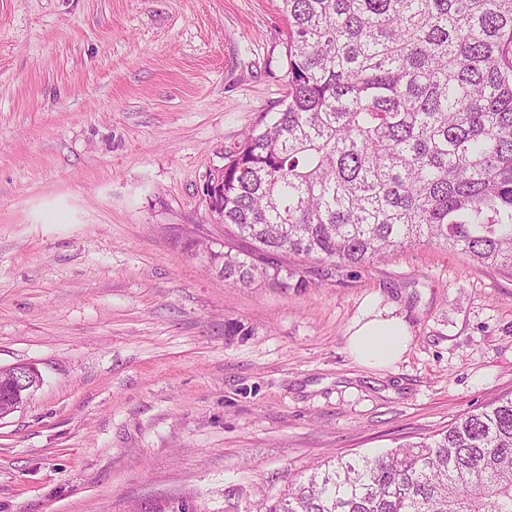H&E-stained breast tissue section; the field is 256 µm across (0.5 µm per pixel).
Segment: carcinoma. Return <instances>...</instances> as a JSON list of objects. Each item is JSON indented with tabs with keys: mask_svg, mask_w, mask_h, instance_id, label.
<instances>
[{
	"mask_svg": "<svg viewBox=\"0 0 512 512\" xmlns=\"http://www.w3.org/2000/svg\"><path fill=\"white\" fill-rule=\"evenodd\" d=\"M280 2L288 95L224 150L217 222L272 256L356 268L426 243L512 277V0ZM265 512H512V395L313 465Z\"/></svg>",
	"mask_w": 512,
	"mask_h": 512,
	"instance_id": "1",
	"label": "carcinoma"
}]
</instances>
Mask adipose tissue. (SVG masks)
<instances>
[{"label": "adipose tissue", "instance_id": "ef3b65f1", "mask_svg": "<svg viewBox=\"0 0 512 512\" xmlns=\"http://www.w3.org/2000/svg\"><path fill=\"white\" fill-rule=\"evenodd\" d=\"M412 335L396 306L372 303L351 327L348 351L360 365L371 369L394 366L408 352Z\"/></svg>", "mask_w": 512, "mask_h": 512}]
</instances>
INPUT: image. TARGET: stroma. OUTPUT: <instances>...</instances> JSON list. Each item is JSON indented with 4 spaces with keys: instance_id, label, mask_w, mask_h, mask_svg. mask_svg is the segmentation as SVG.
Instances as JSON below:
<instances>
[{
    "instance_id": "1",
    "label": "stroma",
    "mask_w": 512,
    "mask_h": 512,
    "mask_svg": "<svg viewBox=\"0 0 512 512\" xmlns=\"http://www.w3.org/2000/svg\"><path fill=\"white\" fill-rule=\"evenodd\" d=\"M280 0H0V512H256L512 393V279L436 245L243 287L204 196L288 93ZM413 341L354 363L368 301ZM41 375L38 370L28 364H20L8 368L0 367V393L14 392L28 398L40 385Z\"/></svg>"
}]
</instances>
